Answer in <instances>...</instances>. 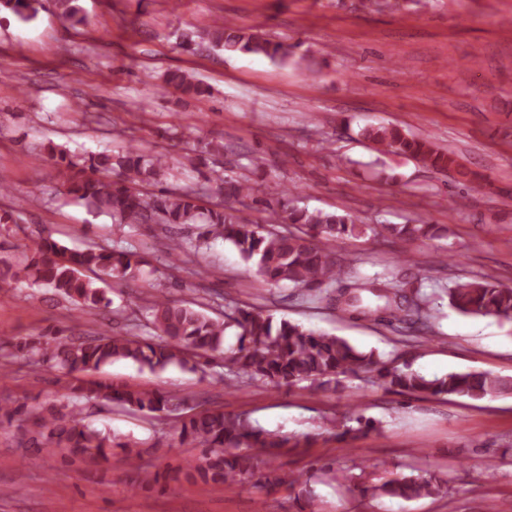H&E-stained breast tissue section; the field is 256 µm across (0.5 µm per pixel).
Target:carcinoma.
Segmentation results:
<instances>
[{"label": "carcinoma", "mask_w": 512, "mask_h": 512, "mask_svg": "<svg viewBox=\"0 0 512 512\" xmlns=\"http://www.w3.org/2000/svg\"><path fill=\"white\" fill-rule=\"evenodd\" d=\"M36 2L0 0V6L28 21L37 14ZM193 35L197 40L189 39L187 43L200 48L263 55L281 62L293 57L290 47L244 32L230 20L199 28ZM166 85L189 96L207 92L201 81L183 71L169 73ZM362 136L379 153L392 152L433 168L460 167L452 154L396 126L369 125L362 130ZM46 151L62 167L67 194L90 210L109 214L117 224H162L169 229L202 224L200 238H220L233 245L243 260L255 263L256 275L264 285L278 287L288 283L308 289L316 286L318 293L312 298L328 299L341 310L359 306L362 293L367 291L384 300L390 325L399 328L411 324L419 333L432 332V296L419 288L408 290L393 279L367 282L357 278L344 292L335 293L343 260L333 251V244L377 233L376 228L358 223L349 213L310 210L291 197L280 208L271 210L268 220L260 224L222 203L206 207L193 191L161 186L170 171L168 157L140 145L129 144L116 155L98 153L82 158L52 142ZM212 182L214 194L226 200L252 196L250 180L244 175L218 174ZM279 224H293L299 227V233L282 232L277 228ZM383 230L392 237L415 241L433 237L435 226L399 224ZM200 246L191 240H172L170 268L177 270L191 262L190 256L198 253ZM143 265L142 256L130 249L96 243L69 249L40 236L14 264L0 268V288L29 282L53 289L80 310L106 308L110 304L106 290L138 280ZM448 304L463 315L512 321V287L496 282L459 280L448 289ZM207 307L199 299L174 300L164 294H152L145 305L146 332L76 337L65 336L54 328L0 345L9 357L37 362L71 377L70 390L75 398L102 400L119 411L177 415L180 427L176 447L199 448L200 456L176 467L152 470L143 462L136 444L122 442L115 435L108 437L86 424L80 411L65 412L54 404L40 407L34 415L37 436L29 440L32 452L39 454L54 446L67 450L72 460L89 457L106 462L110 448H121L131 480L145 489L182 481L232 485L246 475L258 476L257 484L267 488H294L303 483V474L285 470L274 461L309 446V437L267 431L240 414L197 411L189 405L188 398L175 393L79 378L82 373L98 371L115 361L151 372H162L171 366L202 370L212 354L222 351L236 378L272 387L290 388L307 382L311 389H336L341 378L361 374L371 385L400 395L480 400L507 388L504 381L487 371L450 372L430 378L407 365L401 367L393 360L361 353L343 337L287 319L278 320L254 307L227 303L222 320L207 315ZM230 328L237 330V343L225 352L224 335ZM24 413L25 405L14 406L0 400V423H10ZM352 422L357 427L350 426ZM373 429L374 422L361 415L331 422L338 441L355 431ZM355 469L354 465H330L322 471L348 487L360 488L363 495L372 499L413 500L439 496L446 490L447 482L420 468L412 469L409 475L394 474L368 485L362 482L363 473L357 474Z\"/></svg>", "instance_id": "obj_1"}]
</instances>
